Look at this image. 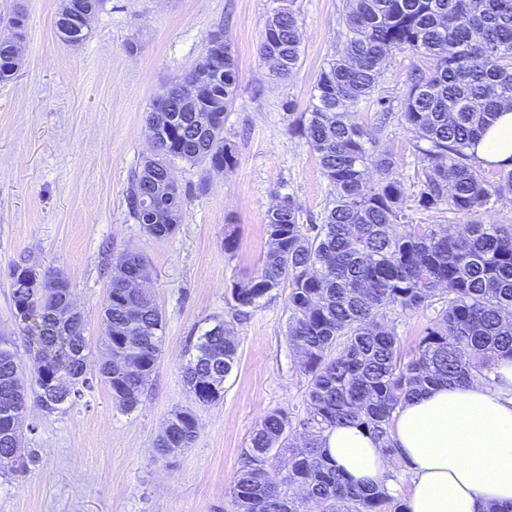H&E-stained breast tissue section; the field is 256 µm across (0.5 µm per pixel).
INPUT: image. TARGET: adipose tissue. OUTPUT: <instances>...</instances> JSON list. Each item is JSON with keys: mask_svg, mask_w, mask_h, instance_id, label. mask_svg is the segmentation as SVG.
Masks as SVG:
<instances>
[{"mask_svg": "<svg viewBox=\"0 0 512 512\" xmlns=\"http://www.w3.org/2000/svg\"><path fill=\"white\" fill-rule=\"evenodd\" d=\"M474 151L483 163L512 164V110L503 109ZM491 377L407 400L391 428L395 455L346 424L325 432V451L364 488L389 485L394 464H403L411 476L406 512H512V361L498 363Z\"/></svg>", "mask_w": 512, "mask_h": 512, "instance_id": "ef3b65f1", "label": "adipose tissue"}]
</instances>
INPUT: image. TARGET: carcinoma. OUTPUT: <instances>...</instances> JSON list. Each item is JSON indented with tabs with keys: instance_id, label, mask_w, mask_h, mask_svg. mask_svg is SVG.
Here are the masks:
<instances>
[{
	"instance_id": "carcinoma-1",
	"label": "carcinoma",
	"mask_w": 512,
	"mask_h": 512,
	"mask_svg": "<svg viewBox=\"0 0 512 512\" xmlns=\"http://www.w3.org/2000/svg\"><path fill=\"white\" fill-rule=\"evenodd\" d=\"M345 27L343 48L321 68L309 111L297 125L332 186L324 223H299L285 198L268 211L269 247L258 272L226 293L232 317L242 321L288 288L287 338L309 376L305 417L295 422L288 412L272 410L253 430L232 487L233 512H405L387 491L351 484L327 459L324 433L353 424L391 453L392 421L405 400L439 384L486 377L499 361L512 360V226L475 222L452 233L443 224H412L408 213L410 198L426 211L471 216L492 198L512 194V169L500 168L491 180L470 152L499 112L512 107V0H348ZM404 49L434 62L428 72L414 70L400 102L421 167L410 195L392 159L377 153L370 132L353 120L373 98L389 54ZM260 51L276 74L293 72L301 50L292 11L268 17ZM201 59L208 63H197L185 78L205 76L209 92L195 112L171 103L158 122L153 154L126 194L129 216L160 240L182 221V192L156 200L170 224L151 223L145 197L169 175L170 164H202L205 151L226 168L236 164L224 140V114L238 91L234 51L226 40L214 46L209 36ZM17 68L0 40V82ZM371 167L383 178L368 187ZM11 269L14 315L35 360L30 395L49 413L65 411L97 377L122 411H135L159 362L163 318L153 297L125 288L132 268L111 264L101 341L112 362L100 365L96 376L87 368L86 325L78 331L59 325L56 290L30 287L39 276L26 263ZM433 306L436 317L425 336L401 356L395 319ZM22 307L29 308L25 317ZM237 356L227 330L198 337L183 370L197 404L223 399ZM21 369L12 339L0 335L1 432L17 404L13 385ZM299 428L305 442L297 448L292 435ZM198 430L193 411L174 413L155 442L157 458L191 447ZM284 455L288 470L274 482L268 468ZM32 459L24 450L0 465V477L26 470Z\"/></svg>"
}]
</instances>
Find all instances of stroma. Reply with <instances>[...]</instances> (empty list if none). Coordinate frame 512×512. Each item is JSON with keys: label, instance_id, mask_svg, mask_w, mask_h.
<instances>
[{"label": "stroma", "instance_id": "stroma-1", "mask_svg": "<svg viewBox=\"0 0 512 512\" xmlns=\"http://www.w3.org/2000/svg\"><path fill=\"white\" fill-rule=\"evenodd\" d=\"M62 0H0V18L22 9L26 34L13 79L0 82V334L26 367L28 336L13 316L11 265L63 272L82 310L96 371L105 355L100 309L109 263L139 253L163 314L162 355L138 408L122 412L107 384L94 381L74 408L47 413L29 404L21 445L35 462L0 478V512H231L233 481L249 437L266 413L304 417L308 377L287 340V289L242 322L224 294L260 267L266 216L290 197L301 223L319 224L331 198L316 154L296 131L315 77L341 49L346 0H104L91 33L63 43L54 22ZM294 12L302 56L288 77L260 55L266 20L280 5ZM223 29L238 63V93L224 118L237 163L216 172L177 161L183 220L155 239L129 216L126 189L151 150L146 114L167 85L200 60L204 39ZM429 58L402 50L389 58L379 93L399 107L413 69ZM406 185L417 180V152L399 116L377 133ZM233 236L235 248L225 251ZM239 344L224 398L197 406L183 378L188 352L213 318ZM191 410L199 435L162 463L154 443L174 412Z\"/></svg>", "mask_w": 512, "mask_h": 512}]
</instances>
